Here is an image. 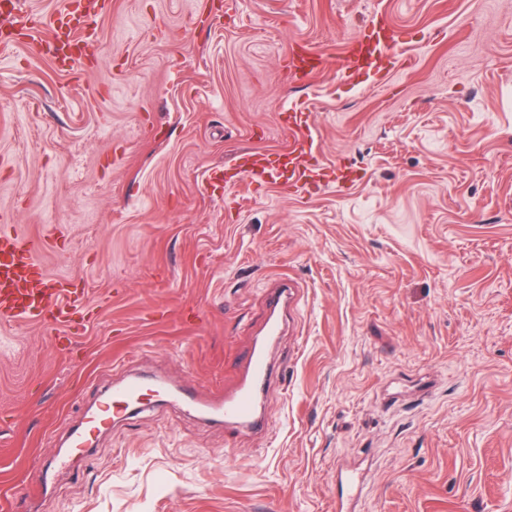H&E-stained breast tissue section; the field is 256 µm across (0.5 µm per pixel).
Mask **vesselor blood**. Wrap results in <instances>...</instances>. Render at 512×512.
<instances>
[{
    "instance_id": "1",
    "label": "vessel or blood",
    "mask_w": 512,
    "mask_h": 512,
    "mask_svg": "<svg viewBox=\"0 0 512 512\" xmlns=\"http://www.w3.org/2000/svg\"><path fill=\"white\" fill-rule=\"evenodd\" d=\"M98 0H89L85 11L74 18L67 33L53 31L40 40V50L58 62L74 66L85 56L84 31L93 25L98 15ZM375 35L373 47L351 44L348 50L349 66L359 69L370 62L374 53H386L390 38L383 26L371 22ZM294 141L287 152L281 153L279 162H271L264 154L245 156L244 174L255 182L282 181L284 188L303 189L309 184L312 170L305 157L311 152L314 137L309 128L293 123ZM300 285L291 280L268 289L262 330L253 337L242 360L241 375L226 389L223 398L204 400L193 386L169 387L160 379L139 375L125 377L116 384L96 411L85 416L80 429L69 442L67 454L58 457L59 465H66L70 457L83 454L93 439L122 418L126 413L141 408L148 395L168 398L187 407L204 408L224 422L229 435L241 433L261 434L266 430L264 402L276 371L269 358L270 344L281 334L299 302ZM83 294L52 286L36 258V249L24 235L11 225H0V319L9 322L49 323L52 330H60L68 323L71 310L82 307Z\"/></svg>"
}]
</instances>
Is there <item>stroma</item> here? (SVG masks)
I'll return each instance as SVG.
<instances>
[{
	"instance_id": "obj_1",
	"label": "stroma",
	"mask_w": 512,
	"mask_h": 512,
	"mask_svg": "<svg viewBox=\"0 0 512 512\" xmlns=\"http://www.w3.org/2000/svg\"><path fill=\"white\" fill-rule=\"evenodd\" d=\"M373 19L391 56L348 76ZM13 39L0 225L90 311L70 353L0 323V507L41 473L17 512H336L344 466L351 512H512V0H111L80 71ZM293 108L319 188L204 189ZM288 277L266 435L153 402L55 467L127 373L223 391Z\"/></svg>"
}]
</instances>
